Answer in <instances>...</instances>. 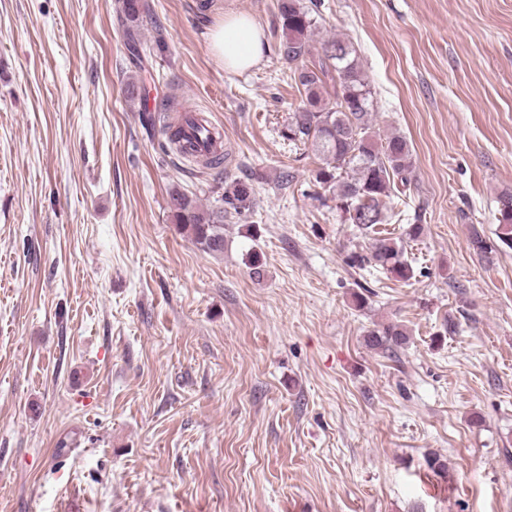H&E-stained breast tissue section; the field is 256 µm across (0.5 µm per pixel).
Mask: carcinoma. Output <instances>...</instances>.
<instances>
[{
	"instance_id": "1",
	"label": "carcinoma",
	"mask_w": 512,
	"mask_h": 512,
	"mask_svg": "<svg viewBox=\"0 0 512 512\" xmlns=\"http://www.w3.org/2000/svg\"><path fill=\"white\" fill-rule=\"evenodd\" d=\"M282 37L275 46L286 63L295 66L294 79L305 100L291 113L282 136L293 144L309 145L321 166L316 179L332 189L336 208L344 220L363 231H372L385 222L382 204L393 193H402L411 184L412 158L405 137L392 133L378 138L373 130V91L359 66L356 51L346 41L333 38L322 44L316 63L308 64L315 9L301 0H277ZM148 0H121L120 20L128 45L142 50L140 25L149 16ZM333 95L335 105L326 102ZM254 204L252 185L244 180L224 187V210L203 207L186 194L173 197V217L181 233L210 254L224 252V218L233 212L241 215ZM498 229L491 241L478 231L471 232L470 245L482 259L499 248L512 249V192L497 198ZM421 224H409L405 238L415 241L423 234ZM403 238V239H405ZM403 239L387 236L373 238L366 255L353 253L354 266L371 264L407 281L414 269L404 257ZM367 346L384 352L401 348L408 342L406 331L388 324L370 331Z\"/></svg>"
}]
</instances>
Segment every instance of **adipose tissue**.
Returning a JSON list of instances; mask_svg holds the SVG:
<instances>
[{
  "label": "adipose tissue",
  "instance_id": "obj_1",
  "mask_svg": "<svg viewBox=\"0 0 512 512\" xmlns=\"http://www.w3.org/2000/svg\"><path fill=\"white\" fill-rule=\"evenodd\" d=\"M210 49L225 70L245 71L263 58L265 33L250 17L228 13L208 34Z\"/></svg>",
  "mask_w": 512,
  "mask_h": 512
}]
</instances>
